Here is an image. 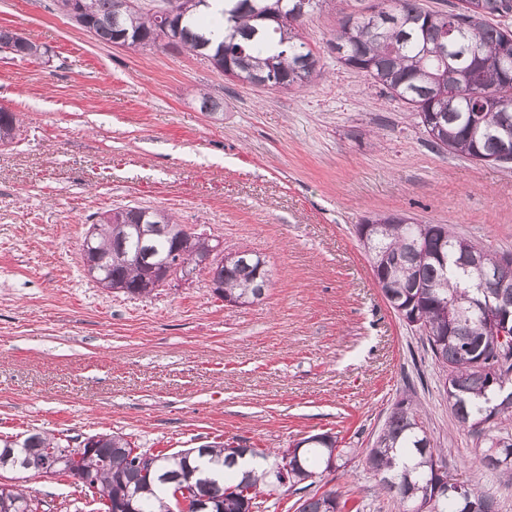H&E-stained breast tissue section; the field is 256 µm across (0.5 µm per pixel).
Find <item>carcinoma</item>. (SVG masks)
Instances as JSON below:
<instances>
[{
  "label": "carcinoma",
  "mask_w": 512,
  "mask_h": 512,
  "mask_svg": "<svg viewBox=\"0 0 512 512\" xmlns=\"http://www.w3.org/2000/svg\"><path fill=\"white\" fill-rule=\"evenodd\" d=\"M80 17L97 40L112 43L125 38L129 48L162 41L164 27L178 32L177 50H185L220 66L224 75L274 79L270 86L300 88L321 73L319 59L299 31L300 21L322 0H224L219 14L209 0H167L163 12L143 10L133 0H76ZM385 15L377 22L363 17L336 30L332 50L346 67L365 73L383 85L391 97L416 112L419 124L434 117L440 128L429 139L439 152L448 151L472 161L497 156L512 145V66L500 59L512 54V29L492 25L487 18L512 20V0H458L446 12H431L419 0H383ZM502 104L489 110L488 98ZM20 120L0 107V145L17 136ZM129 224H153L143 236ZM87 249L99 259L93 277L112 290L139 297L141 266L132 256L150 263L163 258L167 266L157 279L160 288L170 280L195 271L215 274L224 294L245 301L260 298L271 283L263 259L251 252L233 257L192 233L193 249L175 254L185 235L166 212L129 206L108 210L89 231ZM374 275L392 310L407 325L425 335L427 346L444 379L451 412L458 425L484 434L485 425L502 416L512 418V389L506 387L512 372V352L495 351L492 312L487 309L488 289L478 288L477 273L463 274L465 256L473 254L485 267L501 257L466 238L456 236L446 224L387 222L372 239L363 242ZM208 253L206 264L197 253ZM90 449L61 445L54 436L33 431L21 437H0V479L5 474L33 471L46 476H72L62 459L80 457L82 486L97 489L111 505L103 512H170L172 492L183 483L193 487L192 502L210 512H253L261 507L258 496L266 487L288 490L322 482L331 472L327 461L337 457L346 466L344 450L327 433L311 435L313 443L285 459L286 449L232 447L212 441L173 453L150 454L134 448L120 433L98 434ZM512 439L499 436L482 449L480 464L512 485V459L493 462L498 446ZM250 454L264 461L261 473H240L237 459ZM152 457L151 475L144 474L145 456ZM365 464L382 493L395 499L400 512H466L448 481L443 449L432 446L411 403L401 401L389 413ZM288 467L287 479L277 469ZM475 512H499L497 499L476 489ZM347 501L334 489L302 500L297 512H344ZM34 503L14 486L0 493V512H37Z\"/></svg>",
  "instance_id": "cac0c4a2"
}]
</instances>
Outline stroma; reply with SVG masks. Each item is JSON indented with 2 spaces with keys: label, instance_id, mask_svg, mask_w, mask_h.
Here are the masks:
<instances>
[{
  "label": "stroma",
  "instance_id": "stroma-1",
  "mask_svg": "<svg viewBox=\"0 0 512 512\" xmlns=\"http://www.w3.org/2000/svg\"><path fill=\"white\" fill-rule=\"evenodd\" d=\"M368 4L324 0L303 20L322 75L289 91L186 51L101 43L57 0H0V26L49 49L0 52V106L24 118L0 147V435L113 431L170 453L328 433L359 453L331 488L358 512H397L362 455L409 397L449 476L512 512V486L481 468L484 439L457 429L423 335L389 308L356 234L403 213L512 256V167L436 151L412 112L337 62L340 18ZM202 89L223 111L199 110ZM124 205L259 254L270 287L244 307L204 275L147 297L100 288L78 248L97 212ZM15 482L39 512H99L73 478Z\"/></svg>",
  "mask_w": 512,
  "mask_h": 512
}]
</instances>
